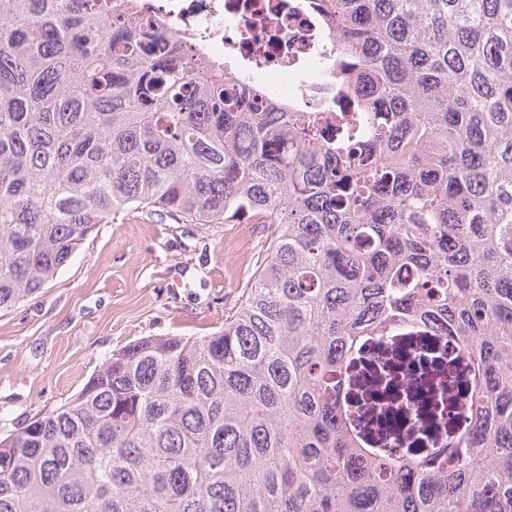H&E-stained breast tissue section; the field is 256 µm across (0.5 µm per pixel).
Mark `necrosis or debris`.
Segmentation results:
<instances>
[{
  "instance_id": "necrosis-or-debris-1",
  "label": "necrosis or debris",
  "mask_w": 512,
  "mask_h": 512,
  "mask_svg": "<svg viewBox=\"0 0 512 512\" xmlns=\"http://www.w3.org/2000/svg\"><path fill=\"white\" fill-rule=\"evenodd\" d=\"M149 19L164 24L180 40L201 47L215 61L234 57L246 65L245 78L263 84L277 99L313 107L335 102L336 88L318 65L289 67L292 57L317 49L330 51L315 33L302 11L288 0H139ZM401 336L371 340L350 368L356 385L375 376L394 373L410 387L473 375L475 368L461 352L454 336H418L411 354L399 352ZM398 406L407 417L403 447L419 458H442L451 438L447 428L427 436L415 401L400 398Z\"/></svg>"
}]
</instances>
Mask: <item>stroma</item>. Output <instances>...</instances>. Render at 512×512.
I'll use <instances>...</instances> for the list:
<instances>
[{
	"label": "stroma",
	"instance_id": "stroma-1",
	"mask_svg": "<svg viewBox=\"0 0 512 512\" xmlns=\"http://www.w3.org/2000/svg\"><path fill=\"white\" fill-rule=\"evenodd\" d=\"M273 230L140 213L98 225L34 299L0 312V435L75 395L113 350L220 330Z\"/></svg>",
	"mask_w": 512,
	"mask_h": 512
}]
</instances>
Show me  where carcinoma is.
I'll use <instances>...</instances> for the list:
<instances>
[{"mask_svg": "<svg viewBox=\"0 0 512 512\" xmlns=\"http://www.w3.org/2000/svg\"><path fill=\"white\" fill-rule=\"evenodd\" d=\"M308 8L334 112L126 0H0V309L124 211L276 225L222 329L130 343L0 437V512H512V0ZM429 324L485 376L479 427L377 457L336 377Z\"/></svg>", "mask_w": 512, "mask_h": 512, "instance_id": "carcinoma-1", "label": "carcinoma"}]
</instances>
